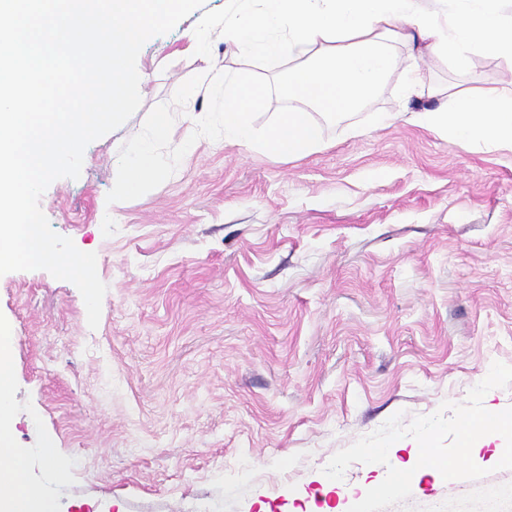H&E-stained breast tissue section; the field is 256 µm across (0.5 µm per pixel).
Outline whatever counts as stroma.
<instances>
[{"instance_id": "35a3bbf8", "label": "stroma", "mask_w": 512, "mask_h": 512, "mask_svg": "<svg viewBox=\"0 0 512 512\" xmlns=\"http://www.w3.org/2000/svg\"><path fill=\"white\" fill-rule=\"evenodd\" d=\"M226 7L204 0L143 46L140 108L40 199L55 232L97 255V329L72 283L0 276L13 440L56 444L58 461L29 468L54 512H348L387 468L352 464L326 494L336 452L512 366V150L409 121L438 101H404L394 80L324 121L307 157L225 143V71L271 86L263 127L302 66L238 57L220 28L199 54L192 32ZM160 112L158 177L115 196ZM472 458L487 476H422L387 512H492L488 488L510 490L493 512H512L498 448Z\"/></svg>"}]
</instances>
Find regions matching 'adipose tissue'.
<instances>
[{
  "label": "adipose tissue",
  "mask_w": 512,
  "mask_h": 512,
  "mask_svg": "<svg viewBox=\"0 0 512 512\" xmlns=\"http://www.w3.org/2000/svg\"><path fill=\"white\" fill-rule=\"evenodd\" d=\"M224 37L237 54L266 62L284 57L303 66L288 83L293 105L265 128L252 113L263 107L269 86L224 77V139L296 159L325 148L314 112L331 119L357 110L395 72L399 94L411 100L424 87L419 63L402 65L398 46L426 45L459 72L483 52L512 63V12L503 0H227ZM455 142L512 139V80L480 88L449 84L442 106L414 115ZM166 114H158L147 142L116 178L114 193L138 195L157 176L153 145L167 138ZM12 330L0 324V512H52L27 478L30 449L12 439Z\"/></svg>",
  "instance_id": "1"
}]
</instances>
